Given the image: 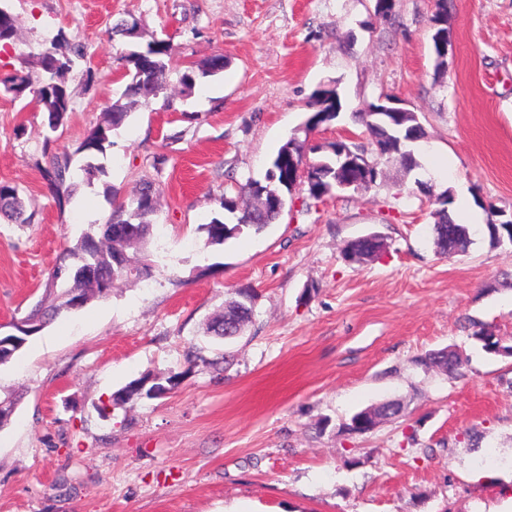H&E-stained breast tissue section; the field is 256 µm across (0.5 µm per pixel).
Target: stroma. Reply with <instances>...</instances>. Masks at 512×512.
I'll list each match as a JSON object with an SVG mask.
<instances>
[{
	"label": "stroma",
	"instance_id": "obj_1",
	"mask_svg": "<svg viewBox=\"0 0 512 512\" xmlns=\"http://www.w3.org/2000/svg\"><path fill=\"white\" fill-rule=\"evenodd\" d=\"M393 2L385 15L375 0H10L18 30L0 76L30 70L61 31L89 62L68 75L57 132L29 99L0 95V182L35 214L0 223V333L40 300L64 249L108 219L110 192L130 198L148 179L160 197L151 277L61 314L0 365V389L20 397L0 430V512H512V356L474 337L512 347V245L477 224L469 251L448 258L432 231L449 189L480 215L512 213V0H448L441 70L436 0ZM127 14L141 42L171 40L168 96L134 106L104 175L58 206L46 154L86 163L80 142L125 88L131 44L112 24ZM216 54L223 72L185 90L179 70ZM328 85L340 113L304 134ZM383 93L426 131L410 146L417 168L382 160L371 190L319 202L298 181L275 223L206 245L202 224L265 181L289 139L324 155L338 140L369 145L356 115ZM373 232L387 243L378 258L345 261V245ZM240 288L254 315L226 344L207 326ZM444 348L457 372L419 365ZM172 373L164 397L111 402ZM388 400L401 416L346 431Z\"/></svg>",
	"mask_w": 512,
	"mask_h": 512
}]
</instances>
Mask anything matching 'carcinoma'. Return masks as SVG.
<instances>
[{"label":"carcinoma","mask_w":512,"mask_h":512,"mask_svg":"<svg viewBox=\"0 0 512 512\" xmlns=\"http://www.w3.org/2000/svg\"><path fill=\"white\" fill-rule=\"evenodd\" d=\"M18 28V17L7 5H0V43H10ZM112 33L122 38L134 39L139 35V22L129 15L121 17L112 24ZM175 52L168 39H154L138 50L125 55L128 77L121 96L106 107L102 123L93 127L80 143L78 152L91 157L106 154V147L111 145L112 132L121 128L127 121L134 104H149L165 96L170 84ZM87 60L86 47L78 41L69 39L60 32L48 44L44 45L36 56V71L16 72L0 79V92L17 99L23 95L32 97L39 109L47 114V126L52 132L58 130L67 120L71 111L72 91L66 81V75L80 61ZM224 70V58L214 55L198 65H191L185 70L180 83L188 91L196 84L215 76ZM314 113L307 121V128L314 129L319 125L336 118L340 107L337 91L334 89L320 90L314 95L311 103ZM359 120L366 126L372 137V143L391 139L404 148L425 136V130L414 116H391L387 120H379L370 112L358 113ZM295 144V158L300 163H307L305 143L290 139L282 145L275 155L268 172L267 180L276 188L288 182L291 171L279 163L281 156L288 153V145ZM318 182L308 188L309 196L319 200L332 187L336 179V161L327 155L313 162ZM104 173L103 166L91 161L80 167L76 172L71 168V157L67 153H54L50 156L48 167L44 168V178L50 194L62 204L70 200L81 183L91 184ZM160 191L154 182H142L136 195L130 201L120 199L112 194V212L105 223L97 225L99 232L85 234L75 246L67 249V256L72 259L69 265L56 264L48 271L41 300L30 309L29 317L37 319L41 331L47 324L64 312L75 310L72 299L76 295L89 302L97 297L100 281L126 283L139 281L150 275L151 264H132L126 254V246L112 243V227L121 223L138 225V250H145L152 236V216L156 213ZM452 203V194L447 191L442 201L443 208L436 212L437 221L433 226L434 245L437 252L445 257L466 252L471 244L469 227L465 224H454L448 217L446 205ZM222 208L236 216V223H226L214 217L207 224L201 225L206 234V243L210 246L222 245L239 234L245 228H263L279 219L281 212L258 202L253 207L241 208L236 203L223 202ZM0 216L14 224H29L31 216L27 215L25 203L17 186L9 182H0ZM492 244L504 242L512 244V221L505 220L499 224H487ZM385 239L376 235H364L351 240L345 250L357 255L362 261L373 260L382 251ZM253 292L240 289L225 304L224 315L213 322L211 332L220 338L229 339L225 327L232 325L236 334H241L253 314ZM475 337L483 343V348L490 353L512 354V347L500 344L499 339L491 332L480 330ZM424 369L437 368L452 373L459 366L456 352L443 349L431 352L419 360ZM149 395V390L137 387L132 382L112 396V401L127 404L142 396ZM377 421L394 418L401 414L400 403L388 401L370 408Z\"/></svg>","instance_id":"carcinoma-1"}]
</instances>
